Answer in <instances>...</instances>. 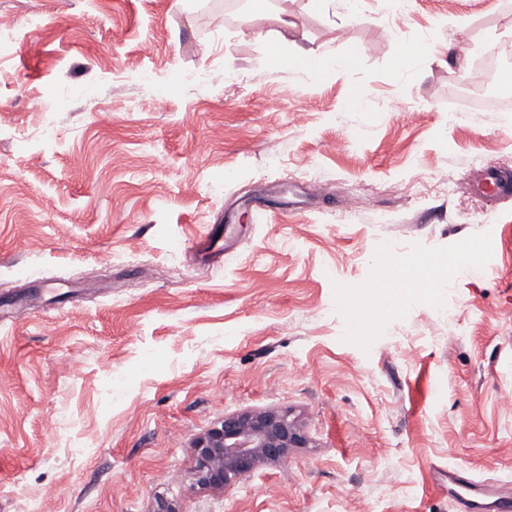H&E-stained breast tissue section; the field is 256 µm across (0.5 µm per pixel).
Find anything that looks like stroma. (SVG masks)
I'll use <instances>...</instances> for the list:
<instances>
[{
    "mask_svg": "<svg viewBox=\"0 0 512 512\" xmlns=\"http://www.w3.org/2000/svg\"><path fill=\"white\" fill-rule=\"evenodd\" d=\"M504 43L512 0H0V512H452L448 467L512 484V198L476 187L512 174V99L467 102ZM263 407L305 447L194 485L195 441ZM273 58L275 63L280 67H291L300 70H310L318 62V57L314 54L291 56L288 55V50L282 47L275 50Z\"/></svg>",
    "mask_w": 512,
    "mask_h": 512,
    "instance_id": "stroma-1",
    "label": "stroma"
}]
</instances>
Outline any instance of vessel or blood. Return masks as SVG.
Wrapping results in <instances>:
<instances>
[{"instance_id":"b4317fda","label":"vessel or blood","mask_w":512,"mask_h":512,"mask_svg":"<svg viewBox=\"0 0 512 512\" xmlns=\"http://www.w3.org/2000/svg\"><path fill=\"white\" fill-rule=\"evenodd\" d=\"M456 512H512V494L489 488L463 466L449 467L442 484Z\"/></svg>"}]
</instances>
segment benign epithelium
<instances>
[{
  "label": "benign epithelium",
  "mask_w": 512,
  "mask_h": 512,
  "mask_svg": "<svg viewBox=\"0 0 512 512\" xmlns=\"http://www.w3.org/2000/svg\"><path fill=\"white\" fill-rule=\"evenodd\" d=\"M307 436L282 410L259 408L224 416L194 443L196 485L227 489L260 465L278 461L291 448L305 444Z\"/></svg>",
  "instance_id": "obj_1"
}]
</instances>
